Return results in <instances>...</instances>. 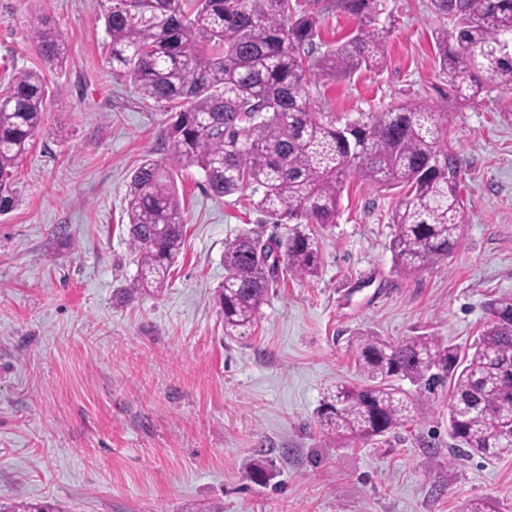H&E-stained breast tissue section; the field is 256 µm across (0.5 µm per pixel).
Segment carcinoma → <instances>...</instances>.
Here are the masks:
<instances>
[{
    "instance_id": "1",
    "label": "carcinoma",
    "mask_w": 512,
    "mask_h": 512,
    "mask_svg": "<svg viewBox=\"0 0 512 512\" xmlns=\"http://www.w3.org/2000/svg\"><path fill=\"white\" fill-rule=\"evenodd\" d=\"M102 0L110 36L112 76L130 79L144 100L176 103L163 131L172 161L199 168L218 198L262 192L257 206L278 217L326 228L336 223L352 178L399 190L391 216L394 267L418 273L436 266L463 235L459 185L463 163L445 141L452 113L424 99H407L336 125L319 112L311 87L375 68L389 29L379 25L381 0ZM358 20L356 33L315 54L321 15L329 8ZM442 22L436 62L448 76V96L477 105L506 91L512 112V0H430ZM43 60H65L66 37L43 15L31 18ZM44 75L12 76L0 95V214L16 201L15 176L28 156L45 107ZM129 246L138 256V288H163L184 237L174 170L150 157L136 168L126 196ZM288 271L318 276L314 238L294 231L286 242L249 233L224 246V286L218 302L224 334L253 323L280 257ZM350 348L365 384L327 389L319 425L331 439L369 441L421 414L422 399L448 387L453 451L489 458L512 456V294L490 304V317L466 350L433 336L396 344L369 332ZM407 380L410 392L393 384ZM8 512H54L20 499Z\"/></svg>"
}]
</instances>
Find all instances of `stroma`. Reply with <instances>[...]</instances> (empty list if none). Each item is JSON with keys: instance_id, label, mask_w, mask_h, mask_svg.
<instances>
[{"instance_id": "35a3bbf8", "label": "stroma", "mask_w": 512, "mask_h": 512, "mask_svg": "<svg viewBox=\"0 0 512 512\" xmlns=\"http://www.w3.org/2000/svg\"><path fill=\"white\" fill-rule=\"evenodd\" d=\"M382 66L314 88L342 120L422 98L454 112L447 142L463 162L466 224L434 269L398 274L389 220L399 195L350 180L333 227L306 231L318 278L280 273L252 325L224 333L216 291L224 246L245 232L287 238L291 223L256 194H209L178 168L186 236L161 294L133 291L128 177L169 161L166 104L141 99L105 64L98 0H0V91L42 70L44 121L0 215V504L63 512H460L479 498L512 512V457L451 453L448 395L369 442L325 437L330 386L360 383L351 336L426 335L467 347L494 299L512 293V120L498 93L456 106L435 61L429 0H383ZM65 34L46 65L32 16ZM267 460L269 481L248 466Z\"/></svg>"}]
</instances>
